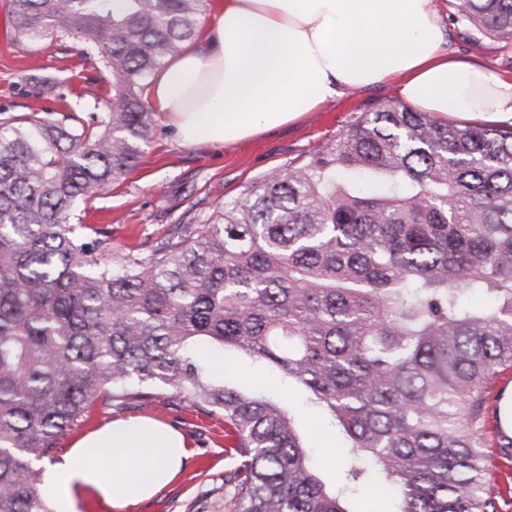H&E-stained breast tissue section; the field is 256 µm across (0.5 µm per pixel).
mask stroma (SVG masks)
Segmentation results:
<instances>
[{
  "label": "stroma",
  "mask_w": 512,
  "mask_h": 512,
  "mask_svg": "<svg viewBox=\"0 0 512 512\" xmlns=\"http://www.w3.org/2000/svg\"><path fill=\"white\" fill-rule=\"evenodd\" d=\"M11 0H0V115L20 117L39 105L62 119L69 112L81 117L104 112L110 78L95 60L82 56L84 40L64 38L33 51L17 44L12 33ZM446 48L450 55L476 61L491 72L512 77V41L486 37L482 50H473L477 32L454 8L441 10ZM396 85L350 92L308 113L303 122L287 126L231 147L178 143L166 120H159L156 136L139 165L111 191L81 204L84 223L108 233L113 251L138 250L147 255L174 225L211 216L216 202L235 197L250 181L271 170L297 164L318 147L335 140L364 113L400 104ZM229 381L245 380L275 396H283L312 448V463L327 486L335 484L340 436L327 427L307 396L282 374L259 367L247 357H232ZM149 416L184 434L190 456L178 478L152 499L129 512H188L189 505L208 500L210 512H224V500L214 489L234 464L228 455L236 439L224 430L222 416L179 400L158 402L152 411L133 403L99 406L88 421L58 444L66 451L74 439L118 419Z\"/></svg>",
  "instance_id": "stroma-1"
}]
</instances>
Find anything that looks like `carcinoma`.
<instances>
[{"label": "carcinoma", "instance_id": "carcinoma-1", "mask_svg": "<svg viewBox=\"0 0 512 512\" xmlns=\"http://www.w3.org/2000/svg\"><path fill=\"white\" fill-rule=\"evenodd\" d=\"M206 3L12 0L17 41H89L112 94L73 124L0 120V512H49L37 464L94 406L167 394L235 429L224 512H351L361 486L393 512H499L485 448L512 369V125L369 112L146 258L82 223L152 141L147 79ZM453 6L512 40V0ZM202 340L309 394L342 436L336 491L285 407L213 376Z\"/></svg>", "mask_w": 512, "mask_h": 512}]
</instances>
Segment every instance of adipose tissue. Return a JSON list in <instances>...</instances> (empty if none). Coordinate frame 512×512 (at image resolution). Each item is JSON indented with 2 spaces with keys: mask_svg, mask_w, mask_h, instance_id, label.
<instances>
[{
  "mask_svg": "<svg viewBox=\"0 0 512 512\" xmlns=\"http://www.w3.org/2000/svg\"><path fill=\"white\" fill-rule=\"evenodd\" d=\"M436 0H224L201 43L149 80L153 107L181 144L232 146L300 121L353 90L396 81L439 117L512 120V77L449 57ZM189 454L163 423L119 420L75 440L46 466L50 512H112L150 499Z\"/></svg>",
  "mask_w": 512,
  "mask_h": 512,
  "instance_id": "obj_1",
  "label": "adipose tissue"
}]
</instances>
